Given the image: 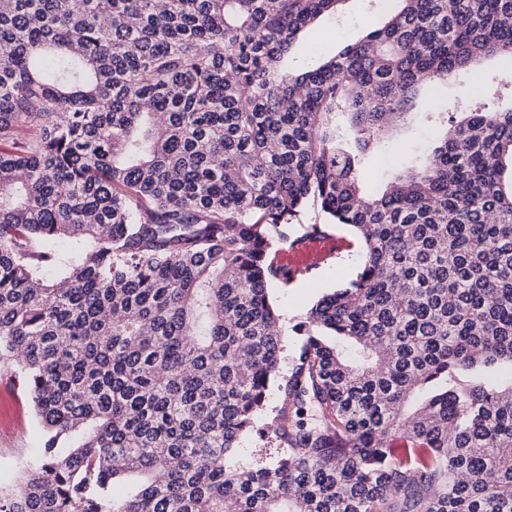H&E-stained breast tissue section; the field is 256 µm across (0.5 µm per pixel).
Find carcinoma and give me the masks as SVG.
I'll return each mask as SVG.
<instances>
[{
	"label": "carcinoma",
	"instance_id": "obj_1",
	"mask_svg": "<svg viewBox=\"0 0 512 512\" xmlns=\"http://www.w3.org/2000/svg\"><path fill=\"white\" fill-rule=\"evenodd\" d=\"M343 2L0 0V364L47 433L0 512H512V110L472 107L512 0H393L285 69ZM461 73L367 192L366 152ZM310 206L359 270L296 327L282 452L232 468Z\"/></svg>",
	"mask_w": 512,
	"mask_h": 512
}]
</instances>
